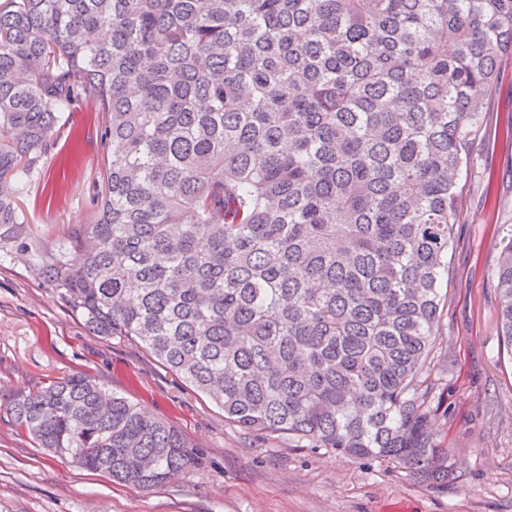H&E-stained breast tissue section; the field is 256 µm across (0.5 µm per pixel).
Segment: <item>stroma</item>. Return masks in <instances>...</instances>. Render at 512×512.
Returning <instances> with one entry per match:
<instances>
[{
	"mask_svg": "<svg viewBox=\"0 0 512 512\" xmlns=\"http://www.w3.org/2000/svg\"><path fill=\"white\" fill-rule=\"evenodd\" d=\"M512 57L487 98L461 179L449 252L448 359L431 364L434 428L456 466L434 489L405 469L331 448L264 439L127 337L92 333L24 262L0 264V512H512V355L492 273L512 224ZM95 100L78 98L24 199L36 236L89 223L101 189ZM89 375L181 430L201 468L151 491L112 482L38 448L2 405L15 391Z\"/></svg>",
	"mask_w": 512,
	"mask_h": 512,
	"instance_id": "35a3bbf8",
	"label": "stroma"
}]
</instances>
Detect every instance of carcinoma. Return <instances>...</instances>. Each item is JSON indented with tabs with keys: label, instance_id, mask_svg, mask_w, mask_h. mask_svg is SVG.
I'll list each match as a JSON object with an SVG mask.
<instances>
[{
	"label": "carcinoma",
	"instance_id": "carcinoma-1",
	"mask_svg": "<svg viewBox=\"0 0 512 512\" xmlns=\"http://www.w3.org/2000/svg\"><path fill=\"white\" fill-rule=\"evenodd\" d=\"M505 55L512 0H0V262L224 421L443 486L424 371L448 355L460 179ZM78 96L102 116L103 188L94 220L45 246L20 201ZM6 409L118 483L200 468L180 431L85 376Z\"/></svg>",
	"mask_w": 512,
	"mask_h": 512
}]
</instances>
